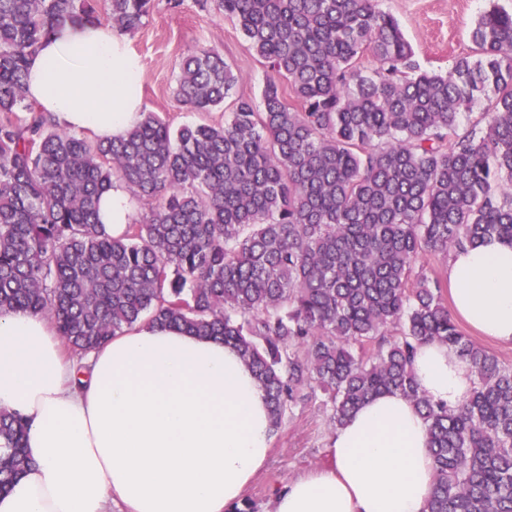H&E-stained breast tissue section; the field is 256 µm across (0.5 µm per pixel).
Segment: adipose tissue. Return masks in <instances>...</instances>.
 Here are the masks:
<instances>
[{"mask_svg":"<svg viewBox=\"0 0 512 512\" xmlns=\"http://www.w3.org/2000/svg\"><path fill=\"white\" fill-rule=\"evenodd\" d=\"M142 64L125 35L85 24L45 40L27 96L62 128L120 138L142 110ZM137 205L121 182L99 218L121 235ZM451 314L512 343V244L454 249ZM418 386L454 408L475 386L469 361L427 341L414 354ZM0 408L29 422L34 467L0 495V512H230L269 458L265 394L223 340L144 323L83 361L54 328L18 310L0 315ZM329 468L288 482L274 512H427L434 481L428 424L397 392L355 410L330 440Z\"/></svg>","mask_w":512,"mask_h":512,"instance_id":"obj_1","label":"adipose tissue"}]
</instances>
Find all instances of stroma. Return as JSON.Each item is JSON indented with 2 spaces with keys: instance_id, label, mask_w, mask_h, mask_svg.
<instances>
[{
  "instance_id": "35a3bbf8",
  "label": "stroma",
  "mask_w": 512,
  "mask_h": 512,
  "mask_svg": "<svg viewBox=\"0 0 512 512\" xmlns=\"http://www.w3.org/2000/svg\"><path fill=\"white\" fill-rule=\"evenodd\" d=\"M512 11V0H383L382 7L399 22L425 68L445 72L455 59L470 54V29L490 4ZM130 48L143 64V109L171 122L194 120L179 105L173 91L179 64L191 51L212 48L223 54L239 82L237 93L260 97L265 68L241 33L223 14L201 9L197 0H183L171 10L167 0H155L149 21L130 35ZM332 429L318 401L299 404L272 436L271 457L244 491L256 512H272L278 488L290 480L327 466Z\"/></svg>"
}]
</instances>
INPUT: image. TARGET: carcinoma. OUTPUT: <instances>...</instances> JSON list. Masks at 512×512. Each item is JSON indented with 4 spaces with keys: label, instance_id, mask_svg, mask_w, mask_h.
I'll return each instance as SVG.
<instances>
[{
    "label": "carcinoma",
    "instance_id": "cac0c4a2",
    "mask_svg": "<svg viewBox=\"0 0 512 512\" xmlns=\"http://www.w3.org/2000/svg\"><path fill=\"white\" fill-rule=\"evenodd\" d=\"M380 2L210 0L266 67L261 102L202 49L174 89L196 121L142 112L104 143L29 100L30 58L68 25L132 35L153 0H0V313L43 317L79 357L144 321L219 337L259 382L274 430L319 390L333 429L399 392L429 425L428 512H512V367L462 334L447 277L424 268L512 242V13L483 12L475 56L436 73ZM482 94L487 111L461 127ZM228 99L224 121L210 120ZM116 181L146 208L119 237L98 218ZM425 340L472 365L455 409L416 383ZM27 431L0 410L1 493L32 465Z\"/></svg>",
    "mask_w": 512,
    "mask_h": 512
}]
</instances>
